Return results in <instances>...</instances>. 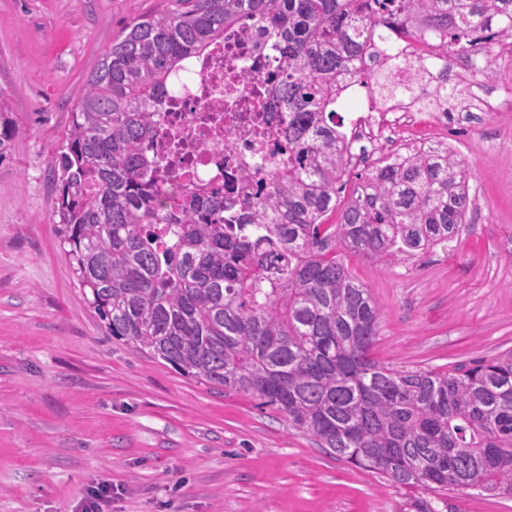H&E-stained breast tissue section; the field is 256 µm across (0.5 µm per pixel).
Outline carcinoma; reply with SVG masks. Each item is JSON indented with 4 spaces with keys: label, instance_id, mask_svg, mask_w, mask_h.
I'll return each mask as SVG.
<instances>
[{
    "label": "carcinoma",
    "instance_id": "obj_1",
    "mask_svg": "<svg viewBox=\"0 0 512 512\" xmlns=\"http://www.w3.org/2000/svg\"><path fill=\"white\" fill-rule=\"evenodd\" d=\"M245 14L277 42L283 111L306 123L288 125V158L242 211L218 189L159 190L143 141L150 103ZM387 26L468 58L512 31V0H167L128 24L52 169L61 245L106 331L135 350L260 400L390 483L512 497V351L446 372L378 364L379 306L338 256L447 247L469 228L464 162L446 144L385 161L326 223L343 189L339 77ZM408 65L387 57V100L450 113L448 66L423 90L401 79ZM15 134L0 92V160Z\"/></svg>",
    "mask_w": 512,
    "mask_h": 512
}]
</instances>
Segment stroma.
Masks as SVG:
<instances>
[{
    "mask_svg": "<svg viewBox=\"0 0 512 512\" xmlns=\"http://www.w3.org/2000/svg\"><path fill=\"white\" fill-rule=\"evenodd\" d=\"M164 0H0V86L18 132L0 163V512H512V498L402 487L330 456L255 399L107 336L59 246L48 180L86 75ZM489 111L433 129L470 171L471 225L379 266L371 357L446 372L512 350V57L487 53Z\"/></svg>",
    "mask_w": 512,
    "mask_h": 512,
    "instance_id": "stroma-1",
    "label": "stroma"
}]
</instances>
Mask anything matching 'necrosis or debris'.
<instances>
[{
	"label": "necrosis or debris",
	"mask_w": 512,
	"mask_h": 512,
	"mask_svg": "<svg viewBox=\"0 0 512 512\" xmlns=\"http://www.w3.org/2000/svg\"><path fill=\"white\" fill-rule=\"evenodd\" d=\"M391 53L419 54L434 66L446 60L448 44L435 39L425 45L402 36L370 43L344 72L339 98L354 97V74L365 69L368 58L381 60ZM275 58L268 33L247 17L178 75L168 101L153 117L156 134L147 146L159 162L153 176L160 184L183 192L220 188L239 205L248 203V175L274 170L288 140V115L268 80ZM447 121L443 113L381 107L368 98L338 130L347 148L361 149L365 164L383 151V125L398 129L404 149L427 150L432 140L425 128Z\"/></svg>",
	"instance_id": "obj_1"
}]
</instances>
